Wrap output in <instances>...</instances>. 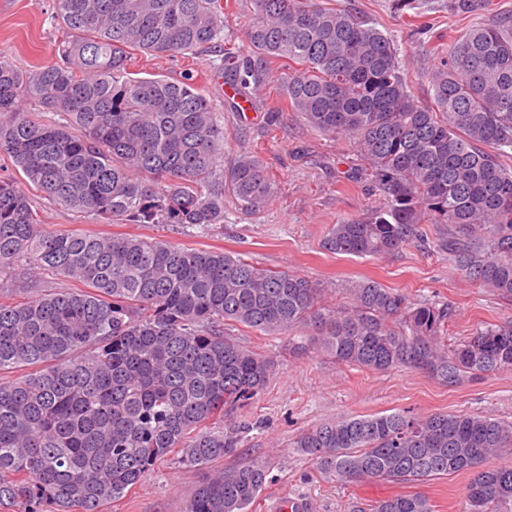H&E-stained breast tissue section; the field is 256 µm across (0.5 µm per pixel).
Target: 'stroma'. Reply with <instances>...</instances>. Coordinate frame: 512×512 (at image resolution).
I'll return each mask as SVG.
<instances>
[{
	"instance_id": "stroma-1",
	"label": "stroma",
	"mask_w": 512,
	"mask_h": 512,
	"mask_svg": "<svg viewBox=\"0 0 512 512\" xmlns=\"http://www.w3.org/2000/svg\"><path fill=\"white\" fill-rule=\"evenodd\" d=\"M224 30L216 47L192 58L136 55L129 70L138 77L179 80L192 77L210 100L227 139L225 158L243 151L259 156L277 186L264 211L242 210L233 196L224 198V222L210 235L188 237L162 224H97L87 215L32 195L47 227L92 233L139 234L174 244L213 248L236 254L255 265L304 276L322 289L328 305L344 302L352 281L368 278L402 292L415 303L449 305V342H459L488 326L512 325V299L466 280L436 240L448 233L431 225L428 242H414L390 255L334 254L322 246L328 230L344 220L368 216L376 204L370 179L352 140L307 126L291 112L279 83L253 89V108L231 110L225 101L224 54L249 53L246 27L252 0H227ZM451 0H416L414 10H396L395 0H335L393 36L399 56L413 73L412 90L428 99L425 76L440 51L474 24V17L454 14ZM54 0H0V56L30 70L57 60L56 46L65 32L54 20ZM231 337L274 361L276 370L247 408L251 424L243 434L237 462H266L267 485L252 512H275L284 498L304 499L306 512H351L396 493H420L435 512H462L471 475L457 473L425 483L366 481L342 484L321 474L313 461L294 448L300 433L341 417L382 415L402 409L420 415L479 414L512 423V370L485 375L451 387L428 375L399 367L372 373L337 364L305 337L266 335L239 326ZM202 474L162 464L107 512H184L186 495Z\"/></svg>"
}]
</instances>
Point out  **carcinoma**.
<instances>
[{"instance_id":"1","label":"carcinoma","mask_w":512,"mask_h":512,"mask_svg":"<svg viewBox=\"0 0 512 512\" xmlns=\"http://www.w3.org/2000/svg\"><path fill=\"white\" fill-rule=\"evenodd\" d=\"M251 55L224 57L238 94L286 68L292 111L354 142L378 205L329 230L325 249L390 254L448 225L438 247L469 280L512 297V10L491 13L448 45L428 75L429 103L411 91L392 36L318 0H253ZM474 15L484 0H451ZM62 62L21 70L0 59V512H105L160 461L209 473L185 512H248L264 464L211 470L236 453L231 418L266 386L275 364L224 336L315 327L311 344L336 362L399 366L450 386L512 369V326L448 345L446 306L411 303L371 279L327 308L306 278L222 249L157 237L48 231L28 188L99 224H169L204 235L224 223V192L250 213L276 190L263 162L224 161V126L191 79L139 78L132 52L185 56L223 29L220 0H56ZM32 102L56 112L46 121ZM33 266L42 277L27 279ZM79 288L52 286L57 278ZM294 447L343 484L424 483L470 471L464 512H512V423L398 410L326 421ZM369 512H432L419 494Z\"/></svg>"}]
</instances>
